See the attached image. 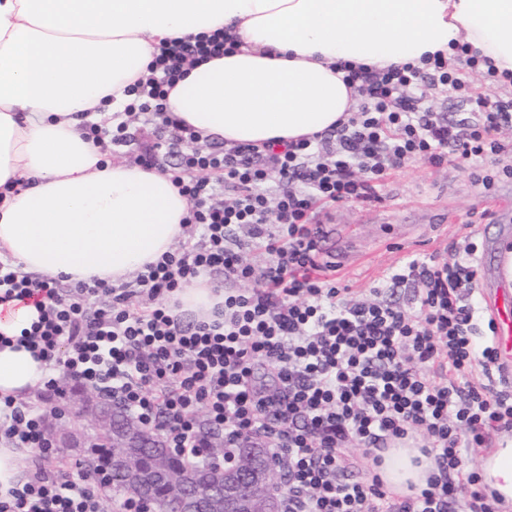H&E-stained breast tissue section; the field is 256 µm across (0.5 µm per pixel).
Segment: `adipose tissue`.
<instances>
[{
  "instance_id": "ef3b65f1",
  "label": "adipose tissue",
  "mask_w": 512,
  "mask_h": 512,
  "mask_svg": "<svg viewBox=\"0 0 512 512\" xmlns=\"http://www.w3.org/2000/svg\"><path fill=\"white\" fill-rule=\"evenodd\" d=\"M224 30L237 52L195 62L171 90L175 117L209 142L285 144L335 127L356 89L340 61L420 65L466 44L512 72V0H0V258L69 284H112L185 234L188 202L167 172L105 158L86 134L125 120L128 89L158 48ZM35 299L0 303V396L24 398L51 369L19 339ZM432 459L408 444L377 468L396 493L425 486ZM482 486L512 506V439L488 449Z\"/></svg>"
}]
</instances>
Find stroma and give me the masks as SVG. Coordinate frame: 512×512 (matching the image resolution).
<instances>
[{
  "instance_id": "1",
  "label": "stroma",
  "mask_w": 512,
  "mask_h": 512,
  "mask_svg": "<svg viewBox=\"0 0 512 512\" xmlns=\"http://www.w3.org/2000/svg\"><path fill=\"white\" fill-rule=\"evenodd\" d=\"M381 195V201L371 204L322 209L321 262L334 264L341 284L355 298L366 300L371 288L408 258L454 260L465 234L460 220L471 217L482 226L473 240L490 273L470 301L479 309L477 324L484 331V341H491L486 330L491 312L482 294L497 287L493 272L498 268L501 243L512 242V214L489 215L485 205L498 196L512 200V177L499 178L488 188L451 167L434 168L415 161L391 171Z\"/></svg>"
}]
</instances>
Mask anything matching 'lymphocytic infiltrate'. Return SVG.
<instances>
[{"mask_svg":"<svg viewBox=\"0 0 512 512\" xmlns=\"http://www.w3.org/2000/svg\"><path fill=\"white\" fill-rule=\"evenodd\" d=\"M217 31L170 41L131 87L127 114L161 132L139 162L181 148L171 181L189 202L197 241L165 252L118 286L56 281L0 262V300L39 295L46 303L28 343L73 380L96 385L185 460L204 458L209 432L226 447L256 443L285 475L280 512H498L462 446H482L487 429L512 428V393L492 381L493 345H477L475 308L462 290L477 281V247L451 262L413 258L393 268L372 300L350 299L333 266L319 259L317 207L379 201L391 170L411 161L450 165L493 184L511 176L512 96L489 100L464 80L480 59L462 48L456 63L426 69L345 70L362 104L336 129L259 151L237 144L199 148L200 134L167 110L189 63L236 50ZM469 102V124L434 112L428 92ZM264 248L254 266L243 255ZM221 276L224 305L213 320H184L171 299L202 276ZM412 291L409 305L389 300ZM147 306H140V298ZM397 440L434 459L425 488L397 497L375 474ZM0 443L42 454L0 512H101L103 474L56 471L31 403L0 397Z\"/></svg>","mask_w":512,"mask_h":512,"instance_id":"lymphocytic-infiltrate-1","label":"lymphocytic infiltrate"}]
</instances>
